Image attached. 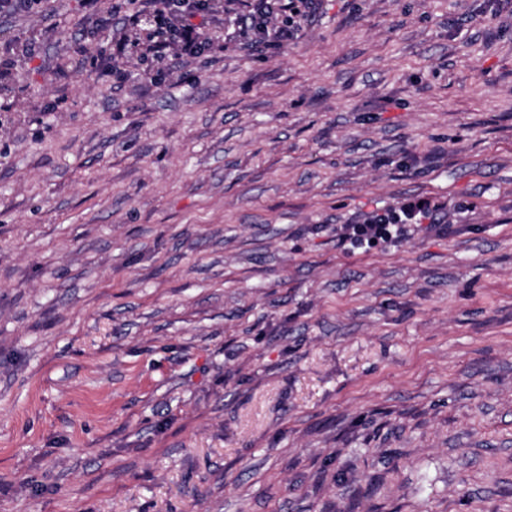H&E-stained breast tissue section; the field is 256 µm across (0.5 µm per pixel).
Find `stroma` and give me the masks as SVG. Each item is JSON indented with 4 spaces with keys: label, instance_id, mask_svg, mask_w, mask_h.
<instances>
[{
    "label": "stroma",
    "instance_id": "1",
    "mask_svg": "<svg viewBox=\"0 0 512 512\" xmlns=\"http://www.w3.org/2000/svg\"><path fill=\"white\" fill-rule=\"evenodd\" d=\"M315 3L171 70L0 13V512H512V0ZM447 205L432 204L423 197L374 210L348 224H337L336 244L352 250H366L381 242L396 244L407 241L418 232L448 236L454 224L448 222Z\"/></svg>",
    "mask_w": 512,
    "mask_h": 512
}]
</instances>
